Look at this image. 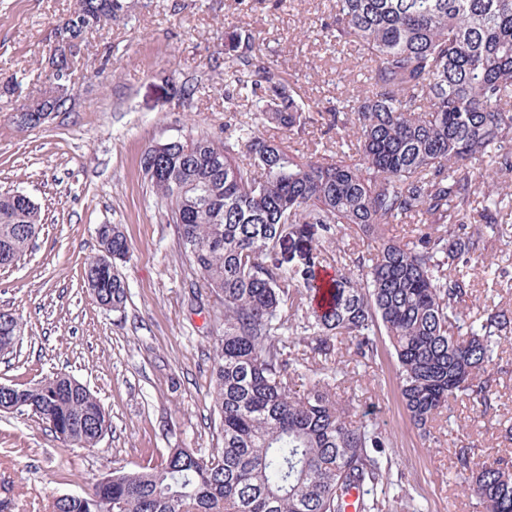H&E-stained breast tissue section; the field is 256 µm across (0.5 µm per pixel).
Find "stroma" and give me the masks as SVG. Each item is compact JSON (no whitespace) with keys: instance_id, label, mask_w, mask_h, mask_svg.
Here are the masks:
<instances>
[{"instance_id":"1","label":"stroma","mask_w":512,"mask_h":512,"mask_svg":"<svg viewBox=\"0 0 512 512\" xmlns=\"http://www.w3.org/2000/svg\"><path fill=\"white\" fill-rule=\"evenodd\" d=\"M334 3L118 0L112 21L78 45L73 100L32 127L15 116L38 96L55 30L74 0H0V193L30 197L43 218L26 255L0 267V308L26 325L22 344L0 356V384L24 387L63 372L87 385L112 420L95 447L80 448L58 440L33 414L0 412V500L10 501V512H49L54 497L89 492L115 468L159 466L172 448L206 454L222 447L211 365L223 308L186 259L139 160L156 143L200 134L223 139L230 108L255 122L260 135L287 140L263 120L248 91L227 93L233 32L277 60L306 110L361 93L357 49L326 44L320 31ZM190 84L197 87L191 97L184 92ZM103 224L118 225L130 245L129 259L118 265L128 287L119 311L102 308L82 280ZM486 257L509 275L498 283L474 275L472 319L488 305L512 311V244L489 239ZM293 341L308 380L336 373V398L352 419H374L386 432L389 512H483L461 491L453 451L470 442L476 462L512 458V442L501 436L512 419V344H502L495 360L497 413L477 416L458 398L426 439L404 411L387 344L368 364L348 342L324 356L312 351L309 334L295 332Z\"/></svg>"}]
</instances>
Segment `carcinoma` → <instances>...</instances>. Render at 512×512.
Wrapping results in <instances>:
<instances>
[{
  "mask_svg": "<svg viewBox=\"0 0 512 512\" xmlns=\"http://www.w3.org/2000/svg\"><path fill=\"white\" fill-rule=\"evenodd\" d=\"M116 0H76L55 34L78 40L101 22L79 17L112 12ZM330 42H354L367 61L364 96L337 98L307 112L290 94L271 58L252 53L250 38L224 72L225 86L247 89L266 120L299 140L308 127L351 128L360 162L343 137L322 159L293 153L254 125L224 124L208 135L170 142L143 170L176 225L185 254L224 306V335L213 346V409L223 447L205 455L172 448L165 463L114 469L91 492L53 501L52 512H344V497L362 491L361 512H382L377 490L388 484L387 438L371 419L352 421L326 378L304 392L296 359L281 338L288 329L290 287L307 293L326 268L309 246L284 265L285 241L333 240L350 229L376 244L334 267L330 301L302 317L327 354L345 338L375 361L385 336L398 364L410 422L431 435L432 423L464 395L486 414L496 406L497 378L488 370L512 334V313L491 308L468 320L469 272L502 277L487 262L490 238L504 236L498 216L512 194L488 188L471 233L470 198L487 162L512 172V0H336L321 23ZM430 102L424 110L422 100ZM422 217L398 238L390 225ZM42 219L19 193L0 194V267L28 251ZM98 253L83 272H99L97 299L119 311L127 287L107 262L129 254L119 227L102 225ZM25 327L0 314V353H10ZM17 405L48 424L56 438L96 446L112 429L88 387L65 375L11 387L0 403ZM455 466L485 512H512V462L477 466L474 449H454Z\"/></svg>",
  "mask_w": 512,
  "mask_h": 512,
  "instance_id": "1",
  "label": "carcinoma"
}]
</instances>
